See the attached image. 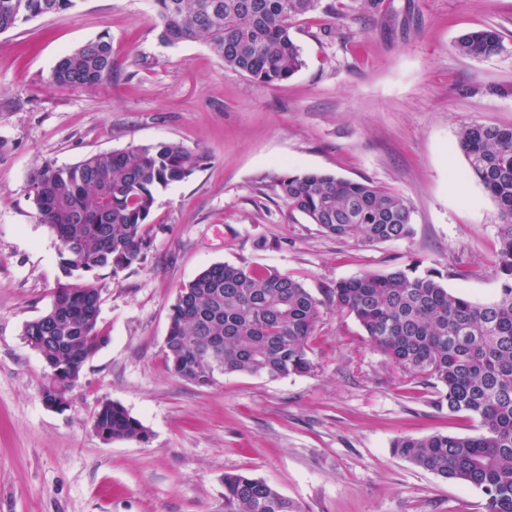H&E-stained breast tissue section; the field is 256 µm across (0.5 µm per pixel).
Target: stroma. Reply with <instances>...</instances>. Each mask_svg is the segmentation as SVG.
<instances>
[{
	"label": "stroma",
	"instance_id": "obj_1",
	"mask_svg": "<svg viewBox=\"0 0 512 512\" xmlns=\"http://www.w3.org/2000/svg\"><path fill=\"white\" fill-rule=\"evenodd\" d=\"M292 34L304 66L264 85L202 42L158 39L151 0H78L0 34V512H227L224 476L264 479L300 512H483L484 496L393 456L401 435H472L476 420L438 410L432 388L388 363L347 313L324 304L316 372L270 381L176 376L163 351L179 288L222 262L337 280L415 261L450 291L488 303L497 209L457 146L470 124L512 126V0H321ZM495 28L503 50L472 59L464 32ZM108 33L113 76L62 89L66 52ZM177 141L205 167L161 190L149 246L102 271L110 341L63 410L47 408V370L23 326L53 303L58 241L25 190L35 162L77 163L127 145ZM368 179L412 208L410 238L366 244L322 233L271 186L284 171ZM121 404L148 442L102 441L92 417Z\"/></svg>",
	"mask_w": 512,
	"mask_h": 512
}]
</instances>
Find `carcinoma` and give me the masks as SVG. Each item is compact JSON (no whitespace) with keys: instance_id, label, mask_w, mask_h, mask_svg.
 <instances>
[{"instance_id":"1","label":"carcinoma","mask_w":512,"mask_h":512,"mask_svg":"<svg viewBox=\"0 0 512 512\" xmlns=\"http://www.w3.org/2000/svg\"><path fill=\"white\" fill-rule=\"evenodd\" d=\"M76 2L0 0V34ZM153 5L161 42L202 41L224 66L273 85L303 67L291 30L319 0H153ZM502 48L493 27L467 32L455 43L459 54L474 59ZM112 57V39L103 33L62 56L48 82L77 88L110 81ZM458 147L497 206V298L478 303L451 292L439 269H423L419 262L339 280L325 295L355 318L389 363L435 389L439 408L479 422L480 432L472 436H398L392 454L480 490L485 512H512V126H464ZM206 160L180 142L161 141L131 143L73 165L44 161L32 168L26 191L58 239L64 277L50 309L22 331L40 355L62 369L48 378L42 397L66 400L80 379L83 354L109 342L99 323L98 272L108 269L115 276L140 260L156 193L189 180ZM274 188L290 211L332 236L374 244L413 233L408 202L369 180L284 171L274 177ZM322 307L292 276L214 263L180 287L169 314L165 356L176 375L192 376L203 387L218 374L270 380L309 374L317 369L310 343ZM93 426L112 441L149 440L143 424L113 402L99 405ZM224 502L230 512H298L265 480L238 472L224 475Z\"/></svg>"}]
</instances>
